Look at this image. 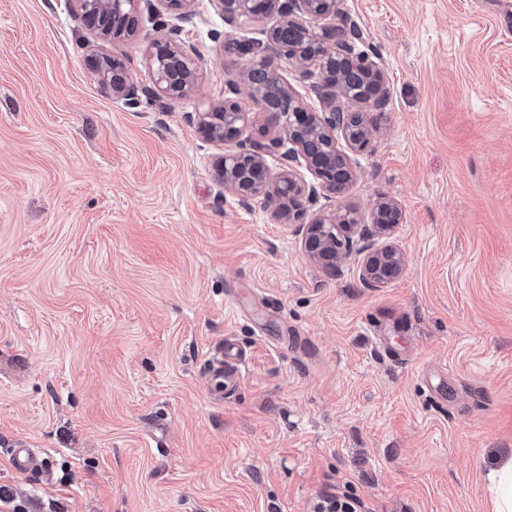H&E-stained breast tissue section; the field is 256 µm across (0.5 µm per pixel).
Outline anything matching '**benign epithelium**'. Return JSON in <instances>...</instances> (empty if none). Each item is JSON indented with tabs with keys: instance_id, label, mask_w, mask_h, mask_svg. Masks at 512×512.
<instances>
[{
	"instance_id": "1",
	"label": "benign epithelium",
	"mask_w": 512,
	"mask_h": 512,
	"mask_svg": "<svg viewBox=\"0 0 512 512\" xmlns=\"http://www.w3.org/2000/svg\"><path fill=\"white\" fill-rule=\"evenodd\" d=\"M80 19L106 35L99 27L102 7L112 11L114 24L134 31L139 25L141 0H76ZM173 15H191L195 0H160ZM221 12L224 24L237 29L249 27L275 14L278 20L266 31L264 55L226 83L224 102L196 111L201 132L228 145L215 167L216 178L233 191L245 205L262 199L275 213L288 215V223L304 232L306 255L323 267L336 271L344 259L362 256L361 274L369 286H381L406 269L403 251L388 245L372 249L363 242L374 235L389 236L403 219L398 201L382 197L374 205L371 225H359L353 210L337 204L314 218H307L305 203L318 194L333 200L354 183L356 173L349 152H361L369 145L375 129L365 123L353 126L355 113L335 105L336 97L346 98L345 82L336 81V65L356 74L369 89V95L383 102L386 95L382 72L366 55L355 53L354 31L347 28L342 0H211ZM331 20L326 38H320L311 23ZM296 60L308 73L322 80L316 85L324 107L309 112L281 75L273 68L277 61ZM153 84L166 99H182L196 81L194 50L173 37L152 42L149 58ZM112 89V97L129 104L137 102L138 87L129 78L125 64L112 60V69L102 71ZM250 97L262 100L273 89L283 98L280 111L265 113V126L277 129L268 137L257 125L253 113L238 100L240 85ZM279 155L280 171L274 172L268 157ZM306 169L314 178L308 182L300 174Z\"/></svg>"
}]
</instances>
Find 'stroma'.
I'll list each match as a JSON object with an SVG mask.
<instances>
[{"mask_svg": "<svg viewBox=\"0 0 512 512\" xmlns=\"http://www.w3.org/2000/svg\"><path fill=\"white\" fill-rule=\"evenodd\" d=\"M506 0H344L385 105L342 203L403 221L372 247L406 270L310 260L295 225L215 180L194 120L259 59L270 20L142 0L99 38L66 0H0V489L25 512H496L512 465V32ZM195 51L197 88L153 97V39ZM122 60L113 101L87 65ZM244 353L216 396L208 353ZM448 385L438 397L436 380ZM43 460L18 473L8 448ZM106 85L112 89V97L133 104L138 99V87L129 78L125 64L112 59L111 70H100Z\"/></svg>", "mask_w": 512, "mask_h": 512, "instance_id": "stroma-1", "label": "stroma"}]
</instances>
